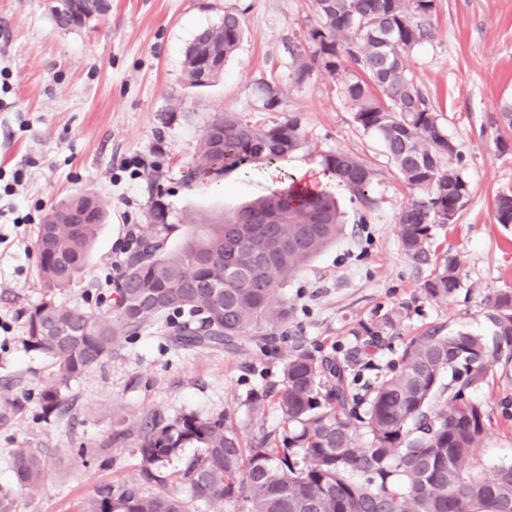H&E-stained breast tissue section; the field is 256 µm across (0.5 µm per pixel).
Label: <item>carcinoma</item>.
Instances as JSON below:
<instances>
[{
	"label": "carcinoma",
	"instance_id": "obj_1",
	"mask_svg": "<svg viewBox=\"0 0 512 512\" xmlns=\"http://www.w3.org/2000/svg\"><path fill=\"white\" fill-rule=\"evenodd\" d=\"M434 8L435 0H316L318 22L308 32L313 50L285 44L298 84L317 69L348 74L343 93L355 123L381 140L416 192L398 214L396 232L403 255L417 265L431 262L433 227L457 220L468 193L461 170L443 164L456 149L410 73L409 52L429 35ZM243 37L242 14L226 10L220 25L200 29L189 46L222 42L227 60ZM259 90L264 108L278 111V85L264 81ZM304 143L297 116L259 126L222 112L206 127L193 165L206 174L248 172L286 160ZM324 164L355 197L367 199L373 171L365 162L337 150ZM495 213L498 223L512 224V199L499 195ZM105 216L99 198L80 195L51 208L39 227L46 294L29 312L26 344L54 367L40 393L46 415L62 406V388L72 379L162 317L186 347H234L247 336L275 342L290 316L285 288L343 232L333 196L290 184L189 233L176 250H163L152 236L131 237L134 248L104 295L108 309L55 302L52 292L84 268ZM149 218L154 230L170 228L160 204ZM461 289L453 257L435 262L421 285L425 297L440 301ZM485 306L492 340L465 328L425 330L404 343L400 369L364 396L353 386L348 358L293 345L274 392L282 419L294 426L280 448L269 435L244 442L223 414L146 418L136 437L140 480L99 484L81 512H191L196 502L214 510L233 503L238 512H512V464L490 478L470 470L487 415L463 392L512 364V292L487 296ZM409 313L401 303L358 321L353 333L370 345ZM356 420L368 436L361 447ZM185 448L197 453L169 471ZM11 468L16 484L0 489V512H15L18 492L38 491L47 480L38 448L13 449Z\"/></svg>",
	"mask_w": 512,
	"mask_h": 512
}]
</instances>
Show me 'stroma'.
Returning a JSON list of instances; mask_svg holds the SVG:
<instances>
[{"instance_id": "stroma-1", "label": "stroma", "mask_w": 512, "mask_h": 512, "mask_svg": "<svg viewBox=\"0 0 512 512\" xmlns=\"http://www.w3.org/2000/svg\"><path fill=\"white\" fill-rule=\"evenodd\" d=\"M228 9L244 18L238 50L210 86H189L186 47ZM316 23L315 0H110L106 16L64 32L43 0H0V69L10 72L8 90H0V488L15 484L12 449H42L49 468L42 490L19 496L17 512H77L100 483L138 477L133 433L151 413H225L247 442L287 435L274 406L257 415L249 400L279 386L291 343L344 356L357 343L354 323L398 302H411V313L368 358L362 384L387 375L403 343L422 329L491 336L483 302L512 291V224L495 215L497 196L512 194V129L500 119L503 103H512V0H435L429 35L409 54L469 190L456 224L433 231L436 257L460 263L463 288L447 301L420 293L432 267L413 264L398 246L396 217L414 194L381 141L354 122L344 75L318 70L302 84L291 76L284 42L306 41ZM269 80L281 90V112L300 117L305 147L247 173L193 172L191 160L218 112L273 120L258 91ZM339 149L373 169L369 200L336 179L324 184L345 232L289 284L285 342L267 346L249 337L232 349L183 348L162 318L71 381L64 408L43 416L40 392L53 367L28 348L26 321L44 293L35 242L52 205L91 192L107 206L85 267L56 294L63 304L91 308L118 276L112 263L130 250L131 231L148 228L153 202L169 211L175 229L164 247L173 249L188 219L232 212ZM468 396L488 418L474 470L484 475L512 464V367L494 369ZM118 419L130 434L116 441Z\"/></svg>"}]
</instances>
